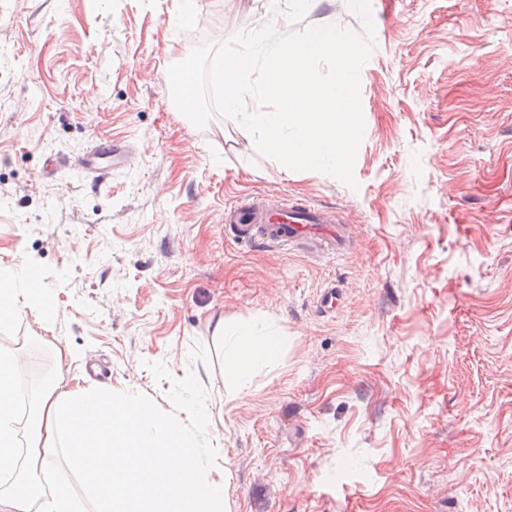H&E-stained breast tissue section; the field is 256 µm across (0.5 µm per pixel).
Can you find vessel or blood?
I'll return each instance as SVG.
<instances>
[{"label": "vessel or blood", "instance_id": "b4317fda", "mask_svg": "<svg viewBox=\"0 0 512 512\" xmlns=\"http://www.w3.org/2000/svg\"><path fill=\"white\" fill-rule=\"evenodd\" d=\"M224 222L233 240L244 245L258 241L270 248L308 251L340 248L345 243L343 227L335 216L310 205L248 200L225 212Z\"/></svg>", "mask_w": 512, "mask_h": 512}]
</instances>
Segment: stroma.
<instances>
[{
  "instance_id": "obj_1",
  "label": "stroma",
  "mask_w": 512,
  "mask_h": 512,
  "mask_svg": "<svg viewBox=\"0 0 512 512\" xmlns=\"http://www.w3.org/2000/svg\"><path fill=\"white\" fill-rule=\"evenodd\" d=\"M370 2L354 190L196 127L168 76L268 23L363 33L349 0H198L204 29L182 0H0V265L56 311L0 341L24 394L63 369L191 428L207 403L231 512H512V0ZM106 141L130 161L76 167ZM257 196L330 211L348 248L236 244L224 211ZM220 322L284 338L246 387Z\"/></svg>"
}]
</instances>
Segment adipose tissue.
<instances>
[{"instance_id": "ef3b65f1", "label": "adipose tissue", "mask_w": 512, "mask_h": 512, "mask_svg": "<svg viewBox=\"0 0 512 512\" xmlns=\"http://www.w3.org/2000/svg\"><path fill=\"white\" fill-rule=\"evenodd\" d=\"M28 307L51 326L49 294L0 266V330ZM228 342L227 372L243 386L283 338L241 324ZM18 366L17 349L0 342V512H227V482L203 467L199 431L109 389L56 381L21 395ZM61 460L68 474L58 471ZM75 479L83 494L73 490Z\"/></svg>"}]
</instances>
